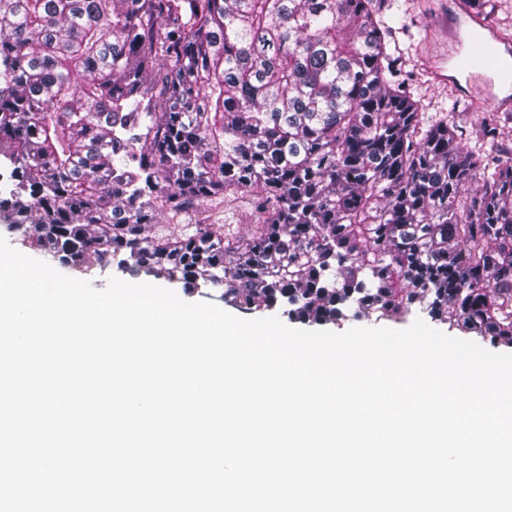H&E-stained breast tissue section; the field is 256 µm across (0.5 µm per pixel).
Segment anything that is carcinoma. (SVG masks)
Returning a JSON list of instances; mask_svg holds the SVG:
<instances>
[{
	"label": "carcinoma",
	"mask_w": 512,
	"mask_h": 512,
	"mask_svg": "<svg viewBox=\"0 0 512 512\" xmlns=\"http://www.w3.org/2000/svg\"><path fill=\"white\" fill-rule=\"evenodd\" d=\"M401 24L397 0H0V222L247 313L418 311L512 347V113L430 118ZM242 192L250 237L154 224Z\"/></svg>",
	"instance_id": "obj_1"
}]
</instances>
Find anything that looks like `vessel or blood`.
Wrapping results in <instances>:
<instances>
[{
	"instance_id": "obj_1",
	"label": "vessel or blood",
	"mask_w": 512,
	"mask_h": 512,
	"mask_svg": "<svg viewBox=\"0 0 512 512\" xmlns=\"http://www.w3.org/2000/svg\"><path fill=\"white\" fill-rule=\"evenodd\" d=\"M440 33L448 41V54L434 61V82L455 84L481 103L512 108V41L462 0H450Z\"/></svg>"
}]
</instances>
